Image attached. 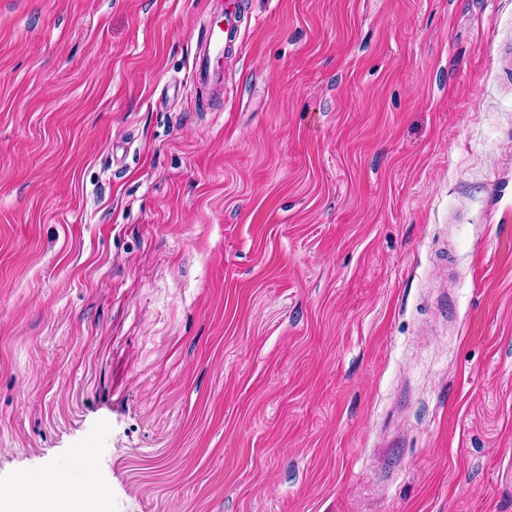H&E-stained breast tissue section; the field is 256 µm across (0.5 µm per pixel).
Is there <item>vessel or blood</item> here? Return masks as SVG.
<instances>
[{
    "mask_svg": "<svg viewBox=\"0 0 512 512\" xmlns=\"http://www.w3.org/2000/svg\"><path fill=\"white\" fill-rule=\"evenodd\" d=\"M240 34V2L224 0L216 17L210 18L204 28L193 63L192 84L194 87L224 89V58Z\"/></svg>",
    "mask_w": 512,
    "mask_h": 512,
    "instance_id": "1",
    "label": "vessel or blood"
}]
</instances>
